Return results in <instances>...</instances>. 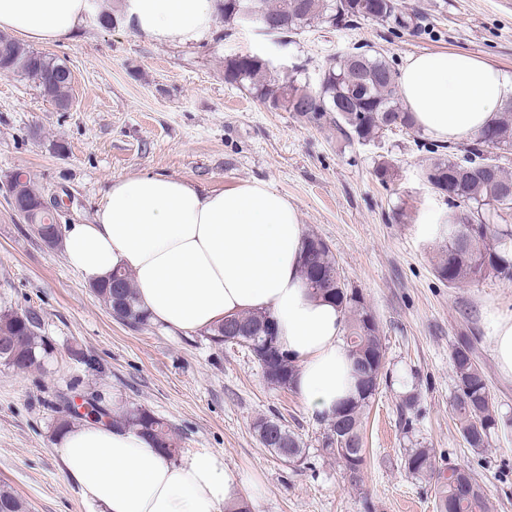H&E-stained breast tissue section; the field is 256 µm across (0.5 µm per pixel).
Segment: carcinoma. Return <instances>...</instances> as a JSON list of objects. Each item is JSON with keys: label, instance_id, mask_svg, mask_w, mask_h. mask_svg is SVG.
<instances>
[{"label": "carcinoma", "instance_id": "obj_1", "mask_svg": "<svg viewBox=\"0 0 512 512\" xmlns=\"http://www.w3.org/2000/svg\"><path fill=\"white\" fill-rule=\"evenodd\" d=\"M245 8L252 11L251 23L280 34H296L315 23L338 26L358 20L408 27L396 0H219L220 19L228 25L241 24ZM63 64L65 61L52 54L34 51L16 40L0 45V75L33 80L40 90L49 92L54 103L71 98L72 83L61 68ZM224 82L248 89L270 110L292 112L316 128H333L362 146L381 141L393 130L418 131L397 94L394 68L377 52L329 59L315 87L302 81L298 72L281 70L261 55L237 54L224 59ZM427 148L432 157L422 178L448 201V214L441 220L442 244L434 263L437 277L450 287L489 278L512 280V248L508 246L512 226L504 223L512 214V173L501 163L502 154L512 150V101L461 155H454L452 146L441 143H429ZM301 273L314 293L335 300L347 318L357 396L343 402L327 423L322 451L336 459L356 486L362 481L364 465V420L375 399V393L363 386V376L377 377L385 364L386 347L365 296L342 278L329 245L315 234L305 237ZM91 288L117 320L133 328L149 325L127 272L118 270ZM205 337L216 346L235 338L256 344V360L266 383L276 389H292L294 367L276 343L271 313L256 311L226 319ZM52 353L51 341L41 334L38 312H0L1 365L26 371ZM451 367L459 432L469 448L482 451L501 422L473 340L465 333L452 349ZM342 418L353 435L357 457L353 465L346 464L344 455L334 447L333 434ZM118 423L149 434L168 458L179 451L169 425L146 408H127ZM271 425L288 438L285 447L270 441ZM254 430L259 442L283 461L299 462L309 454L302 439L279 421L260 418ZM405 468L413 476L433 475L436 466L431 449H411L405 456ZM437 487L439 512H491L487 489L465 467L448 468V476L437 480ZM0 512H28V508L18 494L1 489Z\"/></svg>", "mask_w": 512, "mask_h": 512}]
</instances>
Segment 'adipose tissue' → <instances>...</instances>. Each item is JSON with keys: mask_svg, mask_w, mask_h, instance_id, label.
<instances>
[{"mask_svg": "<svg viewBox=\"0 0 512 512\" xmlns=\"http://www.w3.org/2000/svg\"><path fill=\"white\" fill-rule=\"evenodd\" d=\"M91 0H0V30L34 45L75 35ZM134 33L153 43H189L218 20L217 0H125ZM398 91L423 132L441 141L476 138L512 98V76L464 52L409 56ZM305 227L297 208L268 182L200 190L167 174L112 182L90 224L64 228L65 258L87 283L130 272L152 322L175 334L209 329L229 316L270 311L280 348L294 362L293 390L326 420L356 395L346 317L315 296L300 272ZM486 337L501 377L512 379V314L486 306ZM61 467L99 512H221L262 485L201 448L180 461L146 435L109 421L80 420L56 438Z\"/></svg>", "mask_w": 512, "mask_h": 512, "instance_id": "obj_1", "label": "adipose tissue"}]
</instances>
